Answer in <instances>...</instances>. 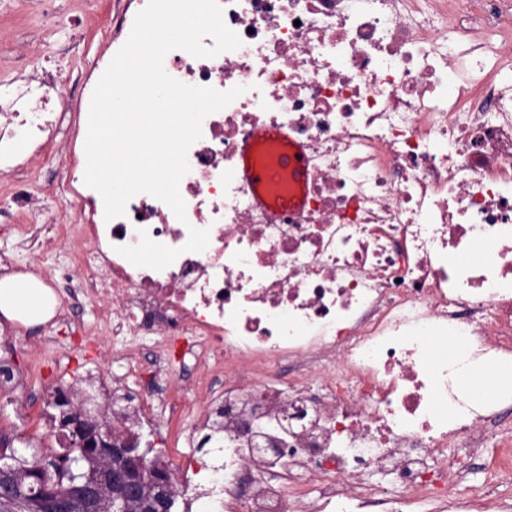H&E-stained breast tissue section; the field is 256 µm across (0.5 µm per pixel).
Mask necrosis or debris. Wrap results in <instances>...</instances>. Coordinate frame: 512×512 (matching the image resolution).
Returning <instances> with one entry per match:
<instances>
[{
    "mask_svg": "<svg viewBox=\"0 0 512 512\" xmlns=\"http://www.w3.org/2000/svg\"><path fill=\"white\" fill-rule=\"evenodd\" d=\"M146 4L109 0L82 96L52 73L0 79V174L17 236L72 246L58 318L79 298L95 306L77 349L111 344L140 375L138 420L161 395L168 424L194 414L195 451L164 463L186 512H512L496 479L512 472V388L477 403L458 387L464 365L512 364V0H220L242 47L164 59L183 83L244 89L188 151L186 221L147 193L109 220L84 181L83 100ZM258 129L281 142L249 144ZM285 147L303 151L305 182L245 179V160L271 167ZM58 155L75 221L45 228L28 221L23 174ZM282 194L301 207L276 206ZM193 227L210 232L203 251L184 249ZM144 233L178 257L154 270L119 254ZM454 339L459 362L436 356ZM452 444L490 454L495 478L469 485L443 456ZM389 462L410 495L364 482Z\"/></svg>",
    "mask_w": 512,
    "mask_h": 512,
    "instance_id": "4bbe7bcc",
    "label": "necrosis or debris"
}]
</instances>
